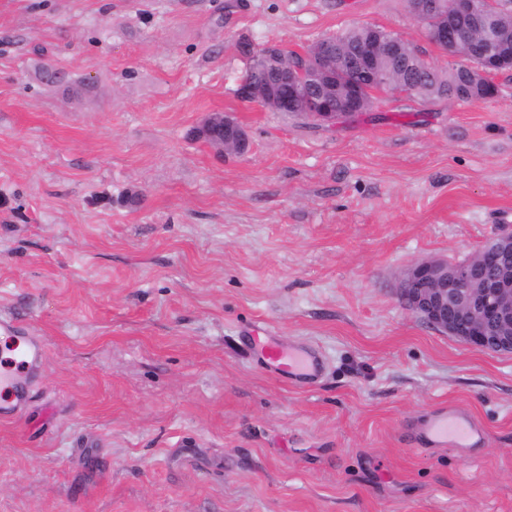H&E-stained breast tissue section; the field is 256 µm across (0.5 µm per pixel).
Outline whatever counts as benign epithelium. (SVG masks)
Returning a JSON list of instances; mask_svg holds the SVG:
<instances>
[{
  "label": "benign epithelium",
  "mask_w": 512,
  "mask_h": 512,
  "mask_svg": "<svg viewBox=\"0 0 512 512\" xmlns=\"http://www.w3.org/2000/svg\"><path fill=\"white\" fill-rule=\"evenodd\" d=\"M417 19L445 11L443 0H414ZM499 0H452V11L473 22L466 33L444 22L439 28L445 45L464 43L472 38L493 45L497 38L495 15ZM412 55L410 47L393 43L380 46L368 42L353 56L336 60L332 41L317 42L306 53V65L291 68L279 63L267 50L253 55L251 63L263 66L266 80L241 84V94L252 102L273 105L277 112L302 110L310 118L332 123L341 117L336 112V93L316 88L330 68L338 65L354 74L369 73L389 54ZM362 85L350 78L343 95L352 104H363ZM402 303L438 330L462 343L483 351L512 353V231L490 238L471 258L450 263L426 260L414 263L399 288Z\"/></svg>",
  "instance_id": "obj_1"
}]
</instances>
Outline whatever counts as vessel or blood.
<instances>
[{"mask_svg":"<svg viewBox=\"0 0 512 512\" xmlns=\"http://www.w3.org/2000/svg\"><path fill=\"white\" fill-rule=\"evenodd\" d=\"M0 333L12 337L14 345L21 348L18 360L0 370V393L7 397L0 405V419L11 420L24 410L33 377L43 366L45 346L40 337L23 334L10 317H0ZM247 346L266 369L299 385L317 379L324 369L323 356L315 347L280 344L262 326L252 330ZM479 435V427L461 409L431 415L422 430L425 441L440 448H467Z\"/></svg>","mask_w":512,"mask_h":512,"instance_id":"1","label":"vessel or blood"}]
</instances>
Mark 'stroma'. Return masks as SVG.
I'll return each mask as SVG.
<instances>
[{
  "label": "stroma",
  "mask_w": 512,
  "mask_h": 512,
  "mask_svg": "<svg viewBox=\"0 0 512 512\" xmlns=\"http://www.w3.org/2000/svg\"><path fill=\"white\" fill-rule=\"evenodd\" d=\"M354 25L462 62L405 0H0V313L47 341L0 421V512H512V354L398 295L512 230V71L492 100L383 92L333 123L238 97L240 37L301 53ZM215 112L247 153L190 139ZM258 324L322 380L258 369ZM455 407L481 439L425 446Z\"/></svg>",
  "instance_id": "35a3bbf8"
}]
</instances>
